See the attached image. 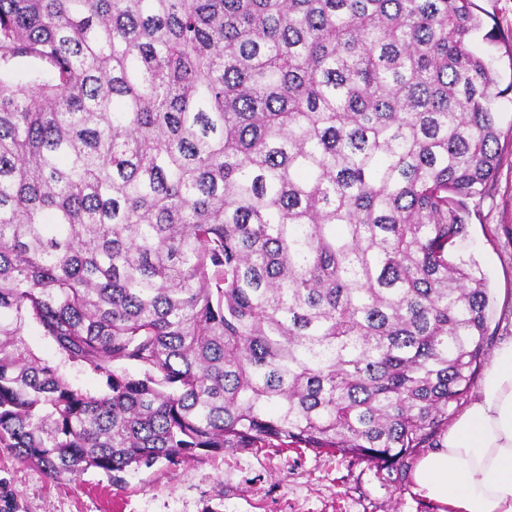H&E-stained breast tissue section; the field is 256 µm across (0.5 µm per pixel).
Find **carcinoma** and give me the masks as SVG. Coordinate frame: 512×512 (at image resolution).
<instances>
[{
    "label": "carcinoma",
    "instance_id": "1",
    "mask_svg": "<svg viewBox=\"0 0 512 512\" xmlns=\"http://www.w3.org/2000/svg\"><path fill=\"white\" fill-rule=\"evenodd\" d=\"M483 27L473 0H0V448L115 484L414 454L487 353L486 281L448 258L501 163ZM25 338L29 347L36 355L55 362L59 361L54 345L48 338L41 334L36 326L30 325L27 327Z\"/></svg>",
    "mask_w": 512,
    "mask_h": 512
}]
</instances>
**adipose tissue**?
I'll return each mask as SVG.
<instances>
[{"instance_id": "obj_1", "label": "adipose tissue", "mask_w": 512, "mask_h": 512, "mask_svg": "<svg viewBox=\"0 0 512 512\" xmlns=\"http://www.w3.org/2000/svg\"><path fill=\"white\" fill-rule=\"evenodd\" d=\"M414 482L451 512H512V336L494 349L476 396L417 461Z\"/></svg>"}]
</instances>
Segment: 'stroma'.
Instances as JSON below:
<instances>
[{"instance_id": "obj_1", "label": "stroma", "mask_w": 512, "mask_h": 512, "mask_svg": "<svg viewBox=\"0 0 512 512\" xmlns=\"http://www.w3.org/2000/svg\"><path fill=\"white\" fill-rule=\"evenodd\" d=\"M486 27L503 37L475 38L472 49L512 84V0H474ZM503 160L492 190L469 199L470 224L457 255L476 261L493 296L490 345L512 332V91L495 102ZM416 457L391 467L312 449L274 453L228 449L176 465L162 461L113 484L102 471L52 480L0 448V486L17 512H441L415 489Z\"/></svg>"}]
</instances>
